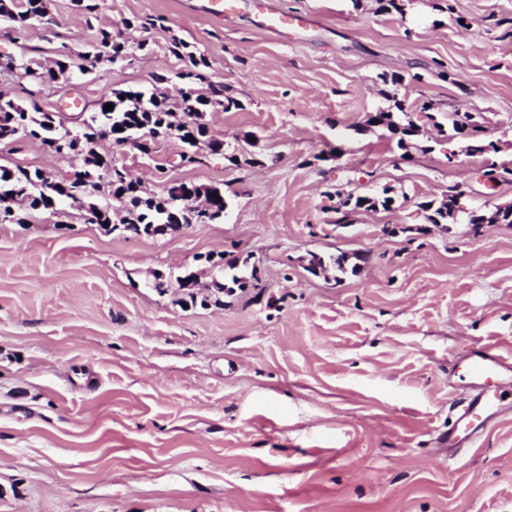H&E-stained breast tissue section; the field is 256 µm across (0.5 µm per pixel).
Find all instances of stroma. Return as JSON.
Listing matches in <instances>:
<instances>
[{"label": "stroma", "instance_id": "1", "mask_svg": "<svg viewBox=\"0 0 512 512\" xmlns=\"http://www.w3.org/2000/svg\"><path fill=\"white\" fill-rule=\"evenodd\" d=\"M251 2L221 20L203 0H106L93 15L46 0L48 23L19 32L0 19V57L70 64L36 96L2 70L0 92L69 118L118 90L177 96L171 47L187 44L241 104L206 112L209 136L250 159L204 148L185 164L173 136L149 158L123 150L155 195L223 188L225 219L177 235L112 234L69 205L0 224V512H512V396L456 461L435 451L465 390L449 359L512 350V224L436 226L425 209L452 195L512 206V0H413L402 16L272 0L304 22L280 33ZM103 30L126 57L80 73ZM393 92L417 128L402 150L367 123ZM456 113L497 152L470 153ZM0 166L58 178L77 164L21 139L0 143ZM384 192L387 210L341 205ZM342 253L356 271L308 272ZM219 254L251 256L260 287L204 309L149 286L163 270L208 287Z\"/></svg>", "mask_w": 512, "mask_h": 512}]
</instances>
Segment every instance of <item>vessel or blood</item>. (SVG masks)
Returning a JSON list of instances; mask_svg holds the SVG:
<instances>
[{"mask_svg": "<svg viewBox=\"0 0 512 512\" xmlns=\"http://www.w3.org/2000/svg\"><path fill=\"white\" fill-rule=\"evenodd\" d=\"M465 374L470 391L451 403L450 424L439 436L441 444L452 449L474 443L501 416L505 395L512 388V356L486 346L468 350Z\"/></svg>", "mask_w": 512, "mask_h": 512, "instance_id": "vessel-or-blood-1", "label": "vessel or blood"}]
</instances>
